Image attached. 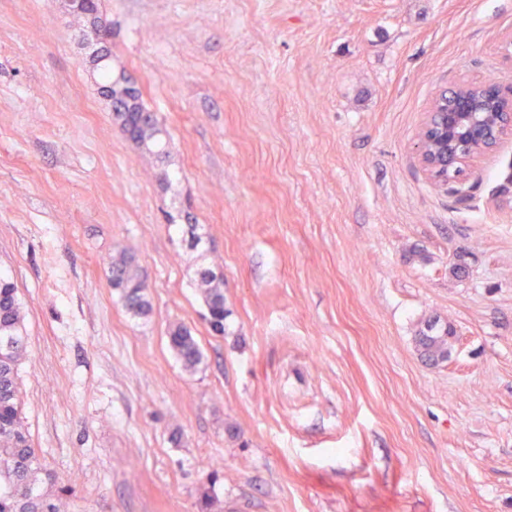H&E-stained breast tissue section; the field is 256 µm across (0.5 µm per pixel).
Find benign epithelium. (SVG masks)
I'll list each match as a JSON object with an SVG mask.
<instances>
[{
	"label": "benign epithelium",
	"instance_id": "1",
	"mask_svg": "<svg viewBox=\"0 0 512 512\" xmlns=\"http://www.w3.org/2000/svg\"><path fill=\"white\" fill-rule=\"evenodd\" d=\"M452 91L461 108L447 113L440 135H432L434 115L448 106L443 94H437L416 146L420 167L436 181L441 180L442 166L467 164L512 138V85L488 79L459 84Z\"/></svg>",
	"mask_w": 512,
	"mask_h": 512
}]
</instances>
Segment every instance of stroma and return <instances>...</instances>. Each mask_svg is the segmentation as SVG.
Returning <instances> with one entry per match:
<instances>
[{
	"instance_id": "obj_1",
	"label": "stroma",
	"mask_w": 512,
	"mask_h": 512,
	"mask_svg": "<svg viewBox=\"0 0 512 512\" xmlns=\"http://www.w3.org/2000/svg\"><path fill=\"white\" fill-rule=\"evenodd\" d=\"M99 11L166 159L116 121L84 15L0 0V274L71 512H512V140L445 185L416 158L440 89L512 83V0ZM129 248L145 318L109 286ZM203 268L224 275L220 336ZM433 320L454 331L439 364L414 342ZM168 343L174 356L186 371H195L203 363V350L186 325L172 324L168 330Z\"/></svg>"
}]
</instances>
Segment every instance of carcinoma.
<instances>
[{"label":"carcinoma","instance_id":"1","mask_svg":"<svg viewBox=\"0 0 512 512\" xmlns=\"http://www.w3.org/2000/svg\"><path fill=\"white\" fill-rule=\"evenodd\" d=\"M100 70L111 91L115 117L129 139L143 146L152 143L158 146V157L167 156V143L159 139L162 129L156 116L143 107L140 98L132 103L125 100L124 86L112 80L108 63H102ZM198 282L203 287L205 320L212 332L222 335L224 276L204 269L198 272ZM109 283L130 315H149L151 303L134 251L125 250L112 259ZM451 338L448 325L432 321L415 338V344L425 361L439 363L448 359ZM168 343L185 370L192 372L203 363V350L186 325L172 324ZM26 351L17 288L12 281L0 278V512H61L71 487L58 485L56 476L41 463L23 411L19 367Z\"/></svg>","mask_w":512,"mask_h":512}]
</instances>
